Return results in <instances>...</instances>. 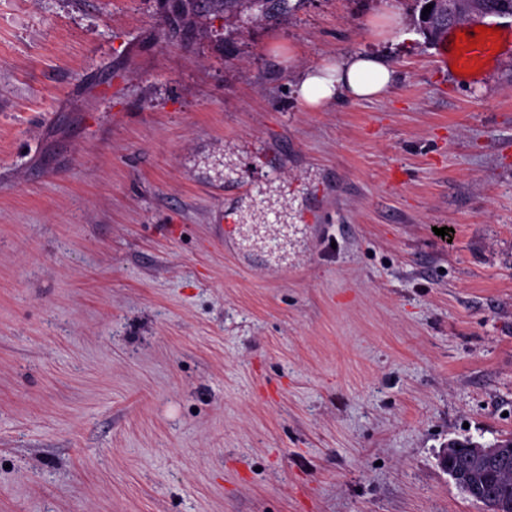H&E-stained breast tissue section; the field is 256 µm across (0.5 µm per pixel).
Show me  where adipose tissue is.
I'll return each mask as SVG.
<instances>
[{"instance_id":"adipose-tissue-1","label":"adipose tissue","mask_w":512,"mask_h":512,"mask_svg":"<svg viewBox=\"0 0 512 512\" xmlns=\"http://www.w3.org/2000/svg\"><path fill=\"white\" fill-rule=\"evenodd\" d=\"M394 72L371 54H351L302 74L294 93L312 112L324 108L341 97L380 99L393 84Z\"/></svg>"}]
</instances>
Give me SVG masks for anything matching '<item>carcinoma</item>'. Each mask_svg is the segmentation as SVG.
Returning <instances> with one entry per match:
<instances>
[{"label": "carcinoma", "instance_id": "1", "mask_svg": "<svg viewBox=\"0 0 512 512\" xmlns=\"http://www.w3.org/2000/svg\"><path fill=\"white\" fill-rule=\"evenodd\" d=\"M453 2L456 15L473 12L493 15L498 11L512 10V0H424L432 5L431 12L420 16L418 30L429 44L448 34V2ZM182 21L196 25L209 16L239 18L248 25L257 19L269 20L285 15L290 10V0H179ZM453 470L460 490L481 503L487 512H512V455L485 460L469 455L455 459Z\"/></svg>", "mask_w": 512, "mask_h": 512}]
</instances>
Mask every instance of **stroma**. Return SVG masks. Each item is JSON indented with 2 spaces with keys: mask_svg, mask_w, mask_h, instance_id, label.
Segmentation results:
<instances>
[{
  "mask_svg": "<svg viewBox=\"0 0 512 512\" xmlns=\"http://www.w3.org/2000/svg\"><path fill=\"white\" fill-rule=\"evenodd\" d=\"M420 10L0 0V512H485L440 458L512 435V49L460 80ZM354 52L389 94L306 111ZM224 162L329 234L220 238ZM182 21L186 25H197L209 15L239 16L243 24L257 19L269 20L285 15L290 10V0H179Z\"/></svg>",
  "mask_w": 512,
  "mask_h": 512,
  "instance_id": "1",
  "label": "stroma"
}]
</instances>
